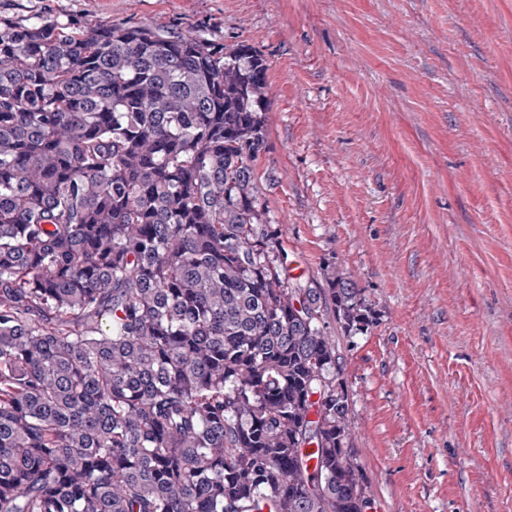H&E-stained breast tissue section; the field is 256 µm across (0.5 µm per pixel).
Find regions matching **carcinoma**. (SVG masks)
<instances>
[{
  "label": "carcinoma",
  "instance_id": "1",
  "mask_svg": "<svg viewBox=\"0 0 512 512\" xmlns=\"http://www.w3.org/2000/svg\"><path fill=\"white\" fill-rule=\"evenodd\" d=\"M268 65L0 17V512H366L336 376L372 304L292 281L259 204Z\"/></svg>",
  "mask_w": 512,
  "mask_h": 512
}]
</instances>
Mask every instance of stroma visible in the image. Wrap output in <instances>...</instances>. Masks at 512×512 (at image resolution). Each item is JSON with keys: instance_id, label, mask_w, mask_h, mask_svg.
I'll use <instances>...</instances> for the list:
<instances>
[{"instance_id": "obj_1", "label": "stroma", "mask_w": 512, "mask_h": 512, "mask_svg": "<svg viewBox=\"0 0 512 512\" xmlns=\"http://www.w3.org/2000/svg\"><path fill=\"white\" fill-rule=\"evenodd\" d=\"M1 17L152 23L267 60L269 223L332 326L370 512H512V0H0Z\"/></svg>"}]
</instances>
